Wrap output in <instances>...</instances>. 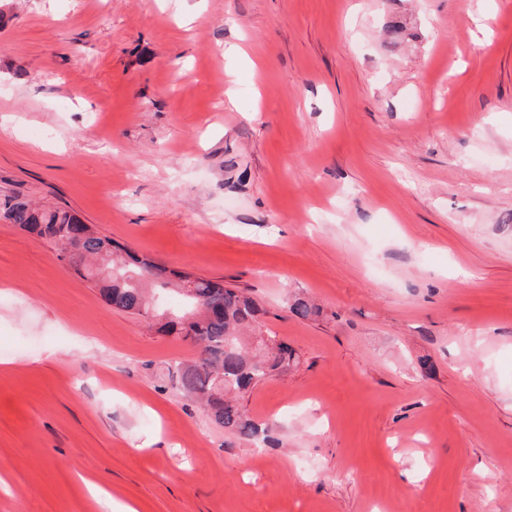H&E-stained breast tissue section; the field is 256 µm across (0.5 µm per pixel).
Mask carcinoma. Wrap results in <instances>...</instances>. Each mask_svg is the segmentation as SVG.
Wrapping results in <instances>:
<instances>
[{
	"instance_id": "obj_1",
	"label": "carcinoma",
	"mask_w": 512,
	"mask_h": 512,
	"mask_svg": "<svg viewBox=\"0 0 512 512\" xmlns=\"http://www.w3.org/2000/svg\"><path fill=\"white\" fill-rule=\"evenodd\" d=\"M0 217L56 247L59 259L99 287L110 307L156 316L160 332L196 348L198 357L179 367L182 390L228 434L248 441L264 434L226 395L244 394L287 371L295 352L275 336L263 337L254 352L243 345L241 332L255 327L261 312L254 298L141 258L58 207L15 200L0 208Z\"/></svg>"
}]
</instances>
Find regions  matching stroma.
<instances>
[{
  "mask_svg": "<svg viewBox=\"0 0 512 512\" xmlns=\"http://www.w3.org/2000/svg\"><path fill=\"white\" fill-rule=\"evenodd\" d=\"M13 196L245 290L298 363L229 435L194 349L0 219V512H96L85 474L138 512H512V0H0Z\"/></svg>",
  "mask_w": 512,
  "mask_h": 512,
  "instance_id": "stroma-1",
  "label": "stroma"
}]
</instances>
